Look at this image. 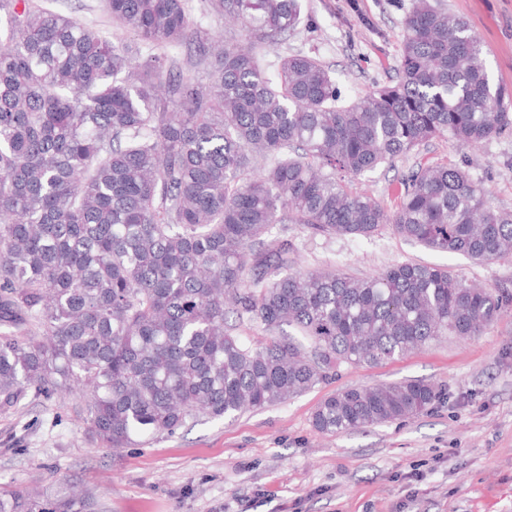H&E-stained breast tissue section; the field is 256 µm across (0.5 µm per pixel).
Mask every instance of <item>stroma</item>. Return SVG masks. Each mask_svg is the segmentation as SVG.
<instances>
[{
	"label": "stroma",
	"instance_id": "obj_1",
	"mask_svg": "<svg viewBox=\"0 0 512 512\" xmlns=\"http://www.w3.org/2000/svg\"><path fill=\"white\" fill-rule=\"evenodd\" d=\"M105 35L121 32L104 0H37ZM186 0L195 28L235 44L242 31ZM480 41L494 83L512 90V0H441ZM302 21L258 63L275 75L281 57L302 53L328 67L347 100L396 75L404 19L413 0H303ZM447 162L487 192L494 209L512 210V131L478 146L440 138L353 182L393 206L416 165ZM300 268L336 267L357 277L396 263L448 268L475 285L512 289V255L476 263L425 249L384 224L371 236L286 233ZM423 379L442 389L411 419L337 434L318 433L312 413L336 390ZM67 480L97 512H512V304L479 336L432 342L375 366H342L337 375L285 403L235 420L199 418L174 435L112 450L87 431L75 396L0 410V486L53 488Z\"/></svg>",
	"mask_w": 512,
	"mask_h": 512
}]
</instances>
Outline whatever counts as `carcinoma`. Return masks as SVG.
I'll return each mask as SVG.
<instances>
[{
    "label": "carcinoma",
    "mask_w": 512,
    "mask_h": 512,
    "mask_svg": "<svg viewBox=\"0 0 512 512\" xmlns=\"http://www.w3.org/2000/svg\"><path fill=\"white\" fill-rule=\"evenodd\" d=\"M244 41L197 39L212 80L166 52L197 35L185 0H105L119 43L33 0H0V407L78 394L88 431L125 448L199 415L282 403L343 365L479 335L512 293L437 266L366 277L296 268L277 224L370 236L391 224L431 251L512 252V210L463 169L419 165L393 210L352 179L432 140L512 130L468 24L414 0L396 77L351 102L301 53L275 77L255 55L288 36L302 0H208ZM156 48L138 62L140 48ZM254 322L258 346L234 334ZM293 332H288L287 328ZM438 387L351 386L313 427L335 435L419 415ZM0 512H95L68 482L0 489Z\"/></svg>",
    "instance_id": "carcinoma-1"
}]
</instances>
